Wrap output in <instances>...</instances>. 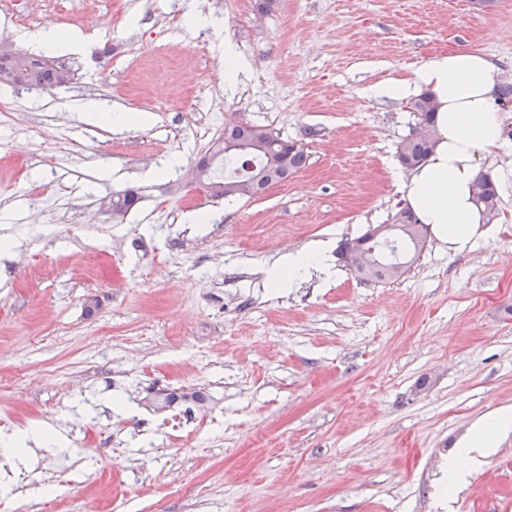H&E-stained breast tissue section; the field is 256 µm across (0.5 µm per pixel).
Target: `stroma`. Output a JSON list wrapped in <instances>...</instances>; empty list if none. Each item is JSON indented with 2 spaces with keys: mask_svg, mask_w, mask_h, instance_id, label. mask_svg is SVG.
<instances>
[{
  "mask_svg": "<svg viewBox=\"0 0 512 512\" xmlns=\"http://www.w3.org/2000/svg\"><path fill=\"white\" fill-rule=\"evenodd\" d=\"M11 2L0 34L16 51L58 26L86 42L60 57L66 85L0 84V241L19 244L0 262V415L43 422L0 441L6 512H512V431L448 488L472 425L512 409V112L483 166L501 215L473 249L428 236L394 282L337 256L334 276L289 290L266 274L390 223L419 119L371 87L451 49L512 82V0ZM199 13L221 37L189 24ZM223 40L247 64L230 89ZM79 99L150 121L91 126ZM215 112L297 142L306 165L260 196L210 198L184 129ZM129 190L124 218L102 211ZM102 226L143 243L95 249ZM75 381L83 434L50 406ZM176 386L205 392L223 431L170 442L158 423L187 404L153 403Z\"/></svg>",
  "mask_w": 512,
  "mask_h": 512,
  "instance_id": "stroma-1",
  "label": "stroma"
}]
</instances>
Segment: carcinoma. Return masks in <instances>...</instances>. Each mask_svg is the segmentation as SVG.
Segmentation results:
<instances>
[{
  "label": "carcinoma",
  "instance_id": "1",
  "mask_svg": "<svg viewBox=\"0 0 512 512\" xmlns=\"http://www.w3.org/2000/svg\"><path fill=\"white\" fill-rule=\"evenodd\" d=\"M14 78L42 88L67 83L71 80V71L64 65L44 55L17 53L12 65ZM419 124L433 127L435 112L434 97L424 93L414 102ZM224 143L250 144L252 148L245 155L229 153L224 163H234L232 168H224V180H215L213 174L204 177L200 189L216 198L232 199L240 197L234 185L244 179L259 178L258 189L262 190L270 183L282 182L288 176L300 170L307 162L303 147L291 143L272 133L267 128L243 121H233L224 125ZM435 141L432 137L413 136L407 139L400 149V161L407 169L423 162L431 153ZM474 200L486 218L492 223L500 215V196L497 184L487 174L481 175L474 185ZM138 202L134 191L112 197L113 209L126 214ZM395 225L393 238L387 242L373 238L367 232L364 235L342 244L339 255L346 258L355 249L370 251L381 263L378 280H397L419 259L426 246L428 226L418 222L412 210L405 206L392 216Z\"/></svg>",
  "mask_w": 512,
  "mask_h": 512
}]
</instances>
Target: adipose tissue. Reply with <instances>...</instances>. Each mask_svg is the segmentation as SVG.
Instances as JSON below:
<instances>
[{"label": "adipose tissue", "instance_id": "obj_1", "mask_svg": "<svg viewBox=\"0 0 512 512\" xmlns=\"http://www.w3.org/2000/svg\"><path fill=\"white\" fill-rule=\"evenodd\" d=\"M496 66L481 51L450 50L416 70L413 78L375 85V96L405 100L428 90L436 102V145L429 157L413 168L400 186L406 206L455 251L471 247L483 217L472 198V186L483 159L504 143L502 112L494 97ZM327 268L320 246L280 257L270 277L272 288L295 287L311 271ZM512 420L503 412L481 422L463 448L452 457L449 485L461 482L478 455L493 448L500 429Z\"/></svg>", "mask_w": 512, "mask_h": 512}]
</instances>
